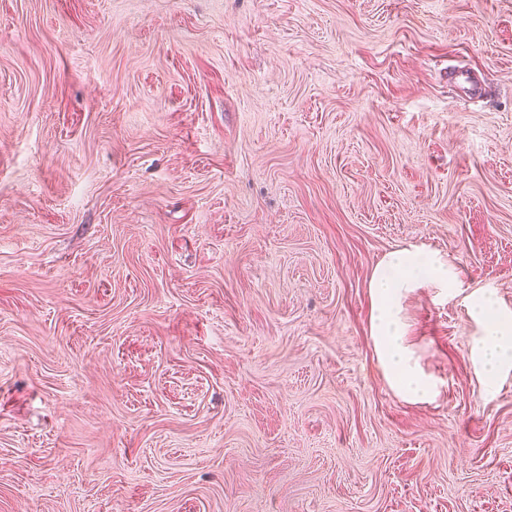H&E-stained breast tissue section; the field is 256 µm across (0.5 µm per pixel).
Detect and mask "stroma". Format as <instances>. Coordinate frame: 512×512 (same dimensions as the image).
<instances>
[{"instance_id": "35a3bbf8", "label": "stroma", "mask_w": 512, "mask_h": 512, "mask_svg": "<svg viewBox=\"0 0 512 512\" xmlns=\"http://www.w3.org/2000/svg\"><path fill=\"white\" fill-rule=\"evenodd\" d=\"M433 402L386 383L371 274ZM512 0H0V512H512ZM459 284L460 273L452 262L414 246L387 253L371 275V336L378 364L389 386L408 401H430L437 390L405 345L401 300L420 288L449 291ZM470 318L479 328L471 355L488 387L512 373V309L486 291H475L467 305Z\"/></svg>"}]
</instances>
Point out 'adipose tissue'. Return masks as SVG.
<instances>
[{"instance_id":"1","label":"adipose tissue","mask_w":512,"mask_h":512,"mask_svg":"<svg viewBox=\"0 0 512 512\" xmlns=\"http://www.w3.org/2000/svg\"><path fill=\"white\" fill-rule=\"evenodd\" d=\"M459 284L460 273L452 262L414 246L387 253L371 275V336L378 364L389 386L406 400L429 401L437 390L405 344L401 300L421 288L454 289ZM467 308L479 328L472 360L486 386H495L503 375L512 373V309L480 290L470 296Z\"/></svg>"}]
</instances>
